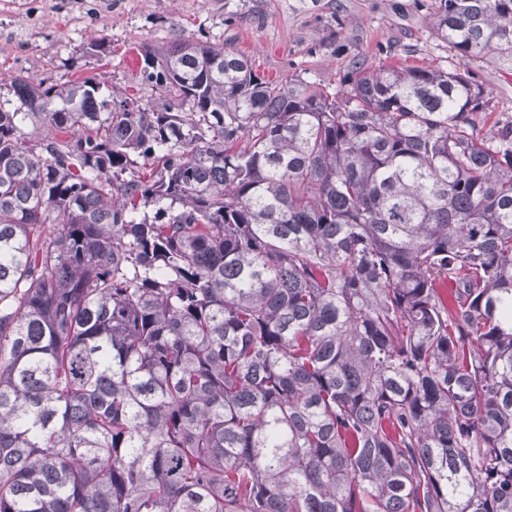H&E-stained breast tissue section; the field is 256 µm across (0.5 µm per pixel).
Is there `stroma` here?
I'll return each instance as SVG.
<instances>
[{"mask_svg":"<svg viewBox=\"0 0 512 512\" xmlns=\"http://www.w3.org/2000/svg\"><path fill=\"white\" fill-rule=\"evenodd\" d=\"M435 0H0V80L21 73L62 83L98 74L135 85L129 49L200 38L243 53L265 78L297 76L338 89L352 60L366 65L465 63L430 34ZM108 54L89 56L90 38ZM490 92L487 129L512 118V69L479 64Z\"/></svg>","mask_w":512,"mask_h":512,"instance_id":"35a3bbf8","label":"stroma"}]
</instances>
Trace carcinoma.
I'll return each instance as SVG.
<instances>
[{
    "label": "carcinoma",
    "instance_id": "obj_1",
    "mask_svg": "<svg viewBox=\"0 0 512 512\" xmlns=\"http://www.w3.org/2000/svg\"><path fill=\"white\" fill-rule=\"evenodd\" d=\"M432 36L512 68V0H439ZM141 58L109 101L17 75L0 107V512H512L490 93Z\"/></svg>",
    "mask_w": 512,
    "mask_h": 512
}]
</instances>
